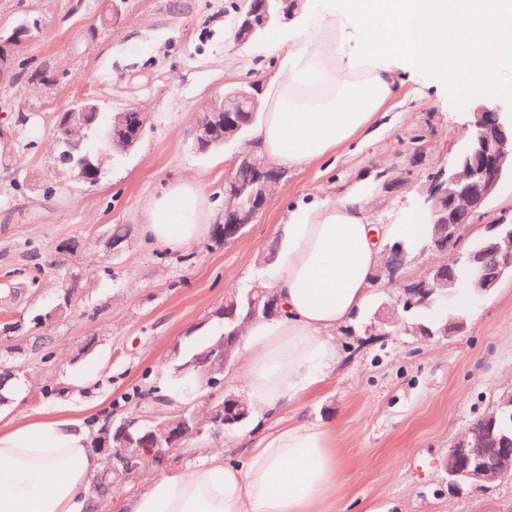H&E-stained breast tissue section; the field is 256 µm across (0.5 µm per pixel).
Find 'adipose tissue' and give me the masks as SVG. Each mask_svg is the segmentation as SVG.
<instances>
[{
    "label": "adipose tissue",
    "mask_w": 512,
    "mask_h": 512,
    "mask_svg": "<svg viewBox=\"0 0 512 512\" xmlns=\"http://www.w3.org/2000/svg\"><path fill=\"white\" fill-rule=\"evenodd\" d=\"M467 72L512 93V0H344L318 16L279 60L255 131L265 159L294 166L353 142L399 86L398 68ZM220 207L198 179L168 182L145 204L142 233L177 253L204 239ZM429 217L374 224L366 195L350 192L289 211L272 282L280 316L252 323L239 381L253 412L276 414L332 370L324 336L370 303L385 242H417ZM85 418L43 417L0 431V512H87L102 454ZM340 461L328 428L304 420L264 433L242 460L212 450L182 472L151 468L132 501L105 512H340L331 498Z\"/></svg>",
    "instance_id": "1"
}]
</instances>
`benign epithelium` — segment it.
I'll list each match as a JSON object with an SVG mask.
<instances>
[{"mask_svg": "<svg viewBox=\"0 0 512 512\" xmlns=\"http://www.w3.org/2000/svg\"><path fill=\"white\" fill-rule=\"evenodd\" d=\"M245 10L234 21L235 39L240 44L247 43L255 33L253 26L254 10L249 0H243ZM204 116L195 120L194 140L209 143L224 140V125L228 122L224 108V98L216 97L203 109ZM96 109L84 104H76L66 114V126L82 129L90 126L97 118ZM142 113L127 109L118 114L112 134L127 146H134L141 138ZM239 166H248L254 172L252 181L242 184L236 173L230 172L224 181L226 203L217 220V236L226 242L236 238L250 223L253 214L264 204L268 196V186L273 183L265 170L256 167L248 153L237 156ZM512 176V106L506 108L498 103L481 105L470 113L466 125L464 145L458 150L448 168L432 174L424 194V204L431 209L435 225L434 239L448 240V257L434 264L432 274H425L410 285V298H398L388 305L379 317L381 325L392 326L399 322L403 304L428 305L429 299L442 288L456 287L455 269L465 263L470 270L472 283L480 292L494 288L501 279V270L512 268V227L491 224L487 227L484 247L476 252L462 254L458 242L465 235L467 225L461 217L479 214L496 193L500 183ZM392 250H387L376 271L377 283L394 286L400 283V269L391 259ZM276 297L264 290L252 302V315H262L269 320L274 317L271 311ZM233 349L222 346L217 349L216 362L211 371L203 375L210 388L221 387L223 404L221 425L232 426L241 422L246 414V405L241 397L226 394L224 369L230 362ZM512 423V388L498 395L492 411L482 415L448 448L443 462L456 491L464 489H485L489 485L512 477V431L504 428ZM192 433L189 422L180 418L170 423L164 434L166 446L153 437L140 448H129L121 444L114 449L108 440L101 441L100 448L110 460L132 462L148 456V450L155 449L167 458L182 451V441Z\"/></svg>", "mask_w": 512, "mask_h": 512, "instance_id": "benign-epithelium-1", "label": "benign epithelium"}]
</instances>
